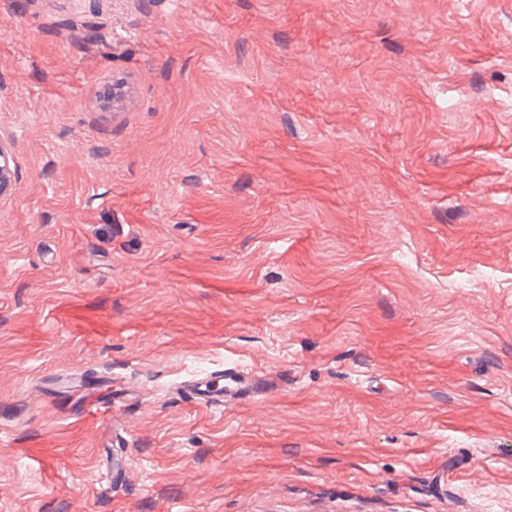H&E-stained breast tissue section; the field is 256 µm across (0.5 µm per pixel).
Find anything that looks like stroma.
Wrapping results in <instances>:
<instances>
[{
    "label": "stroma",
    "instance_id": "35a3bbf8",
    "mask_svg": "<svg viewBox=\"0 0 512 512\" xmlns=\"http://www.w3.org/2000/svg\"><path fill=\"white\" fill-rule=\"evenodd\" d=\"M0 146V512H512V0H0ZM216 373L219 374L187 377L178 384V389L189 402L217 409L261 397L273 386V380L265 371L244 367L229 359H225L224 369ZM127 403L128 400L121 396L97 401L87 406L82 412V417L93 422L114 421L116 416L124 411Z\"/></svg>",
    "mask_w": 512,
    "mask_h": 512
}]
</instances>
